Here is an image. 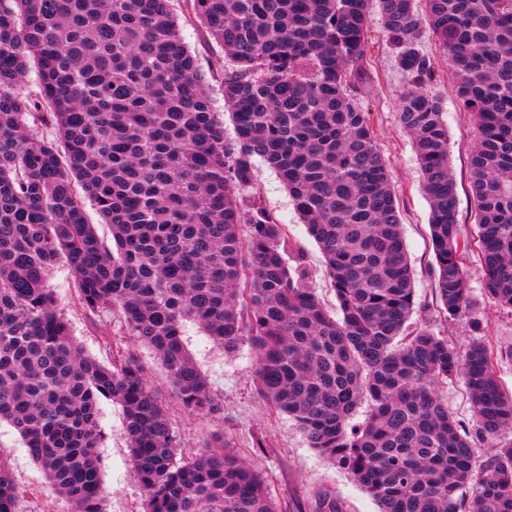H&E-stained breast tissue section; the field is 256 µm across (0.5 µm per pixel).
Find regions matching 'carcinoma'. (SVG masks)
<instances>
[{
	"label": "carcinoma",
	"instance_id": "carcinoma-1",
	"mask_svg": "<svg viewBox=\"0 0 512 512\" xmlns=\"http://www.w3.org/2000/svg\"><path fill=\"white\" fill-rule=\"evenodd\" d=\"M232 63L215 68L235 136L213 110L172 0H0V422L20 435L71 512H105V401L121 405L143 512H276L262 474L213 433L193 458L149 368L103 363L73 341L48 284L67 265L88 315L115 313L149 347L175 396L219 412L185 347L193 319L227 354L249 345L261 395L310 447L350 473L378 512H512V439L479 465L476 439L512 427V393L480 339L461 350L409 329L414 274L388 164L362 107L370 0H186ZM410 78V135L429 224L436 298L474 317L448 165L429 90L431 33L474 119L475 244L487 295L512 309V0H375ZM39 92L19 87L30 62ZM54 127L39 140L27 120ZM275 170L321 250L339 318L284 258L283 225L250 189ZM95 206L112 241L87 222ZM463 379L467 429L439 385ZM370 414L350 419L362 403ZM20 490L0 456V512Z\"/></svg>",
	"mask_w": 512,
	"mask_h": 512
}]
</instances>
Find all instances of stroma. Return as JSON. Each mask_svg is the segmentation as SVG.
<instances>
[{
  "mask_svg": "<svg viewBox=\"0 0 512 512\" xmlns=\"http://www.w3.org/2000/svg\"><path fill=\"white\" fill-rule=\"evenodd\" d=\"M174 8L184 41L200 71L209 77L212 68L224 57L223 46L212 39L188 11L185 0H175ZM368 42L366 72L370 92L363 104L380 150L389 163L408 256L415 273L417 299L423 305L421 311L414 313L412 321L458 346H467L473 339L480 338L494 352L500 353L512 347V309L487 298L476 254H468L467 264L470 286L479 303L478 319L449 320L439 311L434 279L429 271L430 202L421 187V172L411 138L397 121L398 98L408 87L409 80L395 63V53L386 42L380 20L372 21ZM419 44L434 61L435 78L429 89L441 100L446 112L449 162L457 185L458 220L464 234L470 236L475 231L469 185V162L477 144L474 124L470 114L463 111L456 100L448 62L437 41L427 34ZM253 191L285 226L288 233L285 259L289 267H303L324 307L329 313H336V297L325 276L322 253L305 225L300 223L277 173L260 159L255 162ZM49 284L71 323L76 342L85 352L105 362L111 357L110 343H118L121 350L136 355L149 367L150 380L155 386L168 389L166 373L151 350L128 336L116 315L104 313L92 319L87 317L76 301L75 280L65 264L54 267ZM183 340L207 377L221 414L216 419L202 417L185 409L176 398H169V417L178 437L179 456L195 455L206 436L221 431L263 474L279 512H316L318 503L326 497L335 498L341 512H378L375 501L351 474L309 448L295 422L288 415L276 412L260 396L254 378L255 356L250 346L226 354L191 320L183 324ZM101 425L106 433L100 455L103 482L108 492L107 512H143L144 493L134 471L119 404L102 405ZM0 454L9 461L23 492L19 502L21 512H69L68 503L47 489L42 471L29 457L19 434L5 422L0 423Z\"/></svg>",
  "mask_w": 512,
  "mask_h": 512,
  "instance_id": "obj_1",
  "label": "stroma"
}]
</instances>
